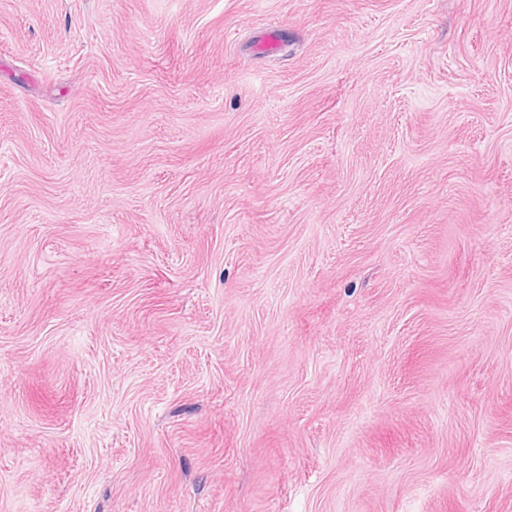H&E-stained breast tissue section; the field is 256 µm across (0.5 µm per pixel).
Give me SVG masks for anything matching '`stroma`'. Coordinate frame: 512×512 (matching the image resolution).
I'll list each match as a JSON object with an SVG mask.
<instances>
[{"label":"stroma","mask_w":512,"mask_h":512,"mask_svg":"<svg viewBox=\"0 0 512 512\" xmlns=\"http://www.w3.org/2000/svg\"><path fill=\"white\" fill-rule=\"evenodd\" d=\"M0 512H512V0H0Z\"/></svg>","instance_id":"obj_1"}]
</instances>
